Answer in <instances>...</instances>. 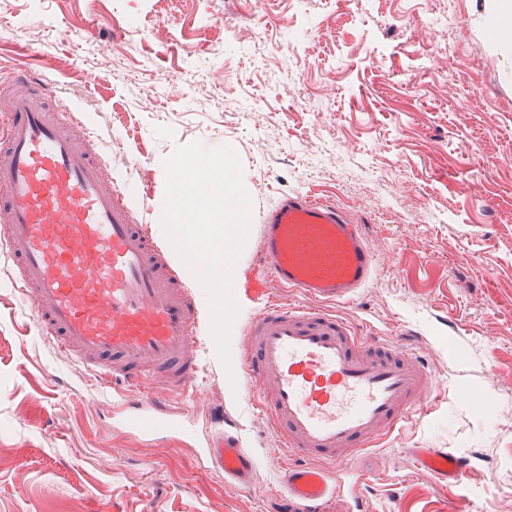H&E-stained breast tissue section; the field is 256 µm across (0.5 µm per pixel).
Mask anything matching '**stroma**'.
<instances>
[{"label": "stroma", "mask_w": 512, "mask_h": 512, "mask_svg": "<svg viewBox=\"0 0 512 512\" xmlns=\"http://www.w3.org/2000/svg\"><path fill=\"white\" fill-rule=\"evenodd\" d=\"M497 0H0V71L36 63L81 104L159 224L164 162L230 145L252 220L303 190L361 218L372 282L337 315L405 325L445 396L348 464L368 512H512V43ZM287 54H280L279 45ZM0 262V512H282V458L242 416L257 457L245 490L191 447L112 429L101 391L55 351ZM209 428L234 409L224 374L191 398L156 388ZM451 448L462 495L408 457Z\"/></svg>", "instance_id": "obj_1"}]
</instances>
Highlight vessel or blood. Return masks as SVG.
<instances>
[{"label":"vessel or blood","instance_id":"b4317fda","mask_svg":"<svg viewBox=\"0 0 512 512\" xmlns=\"http://www.w3.org/2000/svg\"><path fill=\"white\" fill-rule=\"evenodd\" d=\"M47 85L26 67L0 82L10 102L0 118V256L10 285L32 304L56 350L111 391L112 413L132 432L175 443L166 401L151 383L193 394L212 346L199 297L185 288L146 220L143 200L106 174L102 140L84 110L51 121L39 101ZM377 255L360 220L303 191L264 211L256 254L241 278L258 303L230 344L239 396L272 431L288 464L279 482L287 512H368L353 497L344 464L410 419L432 410L431 368L417 333L378 332L328 310L372 281ZM294 293L286 303L274 288ZM199 451L205 469L246 489L257 460L237 416L214 417ZM411 458L442 486L469 474L449 448H415Z\"/></svg>","mask_w":512,"mask_h":512}]
</instances>
